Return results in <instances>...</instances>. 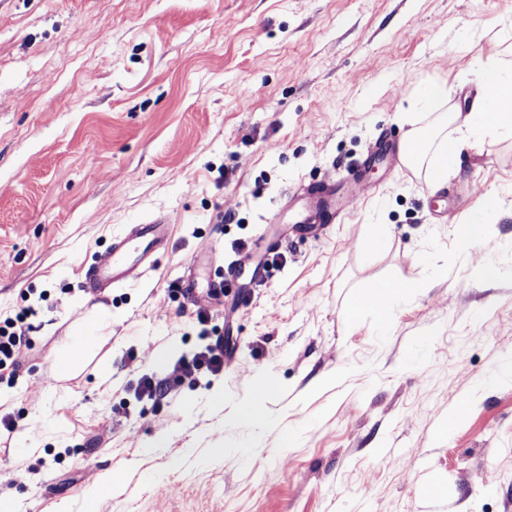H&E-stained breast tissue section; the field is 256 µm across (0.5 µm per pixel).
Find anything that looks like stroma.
I'll return each instance as SVG.
<instances>
[{"mask_svg": "<svg viewBox=\"0 0 512 512\" xmlns=\"http://www.w3.org/2000/svg\"><path fill=\"white\" fill-rule=\"evenodd\" d=\"M490 60L512 77V0H0V319L36 310L0 379L15 424L0 501L512 512V133L464 144L441 187L396 158L411 133H452ZM314 189L343 201L315 228L298 221ZM155 218L171 226L157 266L90 295L85 262ZM474 223L482 240L460 248L457 225ZM215 252L264 280L246 269L210 296ZM378 281L415 286L384 329L345 314ZM100 309L104 338L58 377ZM217 333L223 374L136 396ZM259 379L274 386L263 427L241 414Z\"/></svg>", "mask_w": 512, "mask_h": 512, "instance_id": "35a3bbf8", "label": "stroma"}]
</instances>
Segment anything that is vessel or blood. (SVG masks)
<instances>
[{"label":"vessel or blood","mask_w":512,"mask_h":512,"mask_svg":"<svg viewBox=\"0 0 512 512\" xmlns=\"http://www.w3.org/2000/svg\"><path fill=\"white\" fill-rule=\"evenodd\" d=\"M169 238V226L164 220L131 225L126 234L113 239L111 246L86 266L87 290L101 297L127 283L132 273L153 269L166 251Z\"/></svg>","instance_id":"vessel-or-blood-1"}]
</instances>
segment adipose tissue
<instances>
[{"mask_svg": "<svg viewBox=\"0 0 512 512\" xmlns=\"http://www.w3.org/2000/svg\"><path fill=\"white\" fill-rule=\"evenodd\" d=\"M482 87L492 90L484 111L457 114L458 135L454 138H442L433 154L432 181L441 184L449 171L460 163V138L481 139L492 131L512 132V79L504 78L498 64L485 63L479 73ZM413 286L409 283L384 282L368 285L350 304L351 315H360L364 310H373L377 317H384L390 302L398 296L412 293ZM110 310H99L85 325L84 332L56 362L59 376H69L80 364L84 354L99 339L100 330L111 324Z\"/></svg>", "mask_w": 512, "mask_h": 512, "instance_id": "1", "label": "adipose tissue"}]
</instances>
